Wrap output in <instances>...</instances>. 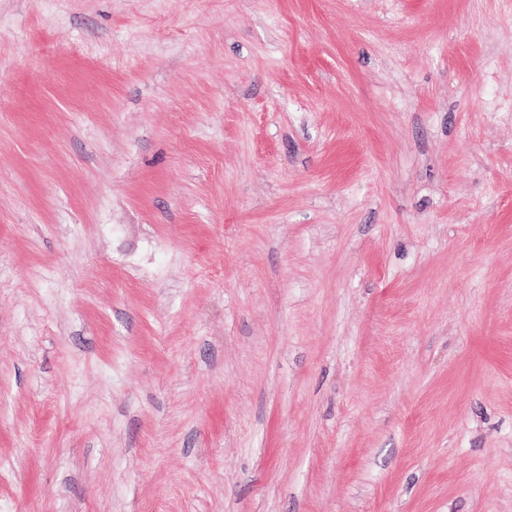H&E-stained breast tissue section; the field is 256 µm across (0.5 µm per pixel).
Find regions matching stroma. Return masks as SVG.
<instances>
[{
    "mask_svg": "<svg viewBox=\"0 0 512 512\" xmlns=\"http://www.w3.org/2000/svg\"><path fill=\"white\" fill-rule=\"evenodd\" d=\"M0 512H512V0H0Z\"/></svg>",
    "mask_w": 512,
    "mask_h": 512,
    "instance_id": "35a3bbf8",
    "label": "stroma"
}]
</instances>
